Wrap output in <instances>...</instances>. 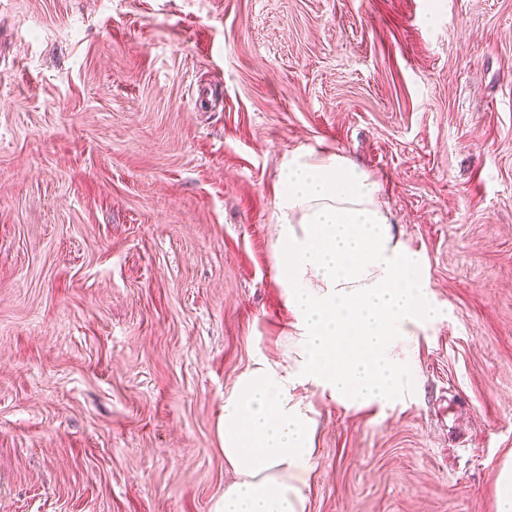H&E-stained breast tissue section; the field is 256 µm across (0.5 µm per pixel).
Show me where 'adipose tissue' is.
I'll return each instance as SVG.
<instances>
[{
    "label": "adipose tissue",
    "instance_id": "1",
    "mask_svg": "<svg viewBox=\"0 0 512 512\" xmlns=\"http://www.w3.org/2000/svg\"><path fill=\"white\" fill-rule=\"evenodd\" d=\"M278 185L272 249L295 335L284 358L258 360L224 396V461L237 479L217 512H306L311 393L348 408L396 403L400 350L442 315L371 174L339 152L298 148Z\"/></svg>",
    "mask_w": 512,
    "mask_h": 512
}]
</instances>
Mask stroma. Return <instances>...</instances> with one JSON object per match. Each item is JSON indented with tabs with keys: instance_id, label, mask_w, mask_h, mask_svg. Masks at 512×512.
<instances>
[{
	"instance_id": "35a3bbf8",
	"label": "stroma",
	"mask_w": 512,
	"mask_h": 512,
	"mask_svg": "<svg viewBox=\"0 0 512 512\" xmlns=\"http://www.w3.org/2000/svg\"><path fill=\"white\" fill-rule=\"evenodd\" d=\"M298 147L373 175L445 313L395 406L313 395L308 512H497L512 0H0V512H215Z\"/></svg>"
}]
</instances>
